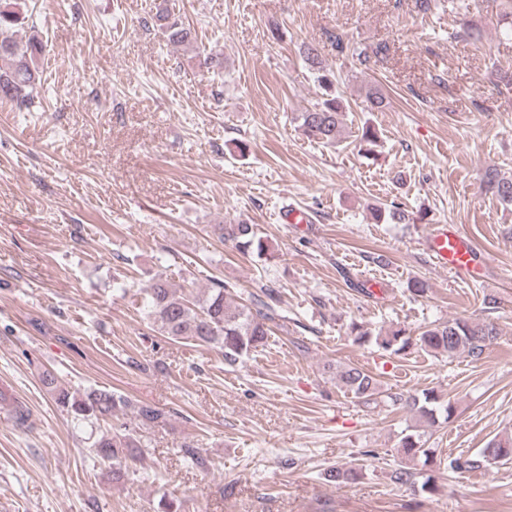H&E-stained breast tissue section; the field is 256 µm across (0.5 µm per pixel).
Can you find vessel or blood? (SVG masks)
<instances>
[{
	"instance_id": "vessel-or-blood-1",
	"label": "vessel or blood",
	"mask_w": 512,
	"mask_h": 512,
	"mask_svg": "<svg viewBox=\"0 0 512 512\" xmlns=\"http://www.w3.org/2000/svg\"><path fill=\"white\" fill-rule=\"evenodd\" d=\"M424 246L439 269L471 280L482 278L483 268L476 259L472 243L458 226H436Z\"/></svg>"
}]
</instances>
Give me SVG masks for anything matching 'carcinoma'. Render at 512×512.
Instances as JSON below:
<instances>
[{"label": "carcinoma", "instance_id": "carcinoma-1", "mask_svg": "<svg viewBox=\"0 0 512 512\" xmlns=\"http://www.w3.org/2000/svg\"><path fill=\"white\" fill-rule=\"evenodd\" d=\"M20 3L17 0H0V59L10 61V66L0 69V100H8L15 107L30 110L36 106L38 86L42 71L38 59L42 55L40 41H25L14 37L12 29L21 23ZM151 20L172 45L187 46L195 41L192 30L172 17L167 0H159ZM339 52H348L360 63L368 66L380 62L387 48L379 46L368 54L359 45L336 38ZM303 57L313 67L314 81L322 90L320 100L313 108L297 115L299 127L310 139L321 144L336 143L344 125L345 114L341 97L336 92L337 78L334 72L324 69L318 61L316 49L303 47ZM482 190L495 197L504 206H512V178L490 171L483 181ZM379 221L390 220L402 224L409 219L401 206L392 202L375 209ZM221 236L235 242L244 255L259 259L269 255L268 241L259 236L254 226L246 223L222 224ZM148 306L157 329L172 340L213 345L224 350V361L234 365L263 345L270 332V325L279 320L275 307L253 296L250 304L235 301V289L220 281H213L203 299L187 293H176L167 281L158 278L146 289ZM350 335L359 344L373 342L385 352L400 356L413 346L434 355L454 357L465 354L474 360L482 358L486 349L497 339L498 330L491 322H474L456 318L426 327L419 335L411 336L404 328L387 332L374 330L363 323L353 322ZM336 383L354 398L366 403L378 400L404 405L415 416L420 426H435L439 419L449 420L454 414L451 402L434 390L407 397L381 390L377 379L367 371L351 365L336 367ZM41 381L53 394L56 404L73 420L84 422H111L110 430L97 438L89 455L103 462H110L115 472L130 471L141 459L142 444L139 431L162 427L168 420L164 409L152 404L133 401L128 397L106 389H92L82 395H74L60 385L57 375L45 371ZM424 434L415 430L404 434L398 450L409 460L424 467L437 465L434 451L425 447ZM512 459V438H494L475 457L457 456L448 459L446 469L463 472ZM328 480L339 484L357 482L362 473L356 468L336 466L326 472Z\"/></svg>", "mask_w": 512, "mask_h": 512}]
</instances>
